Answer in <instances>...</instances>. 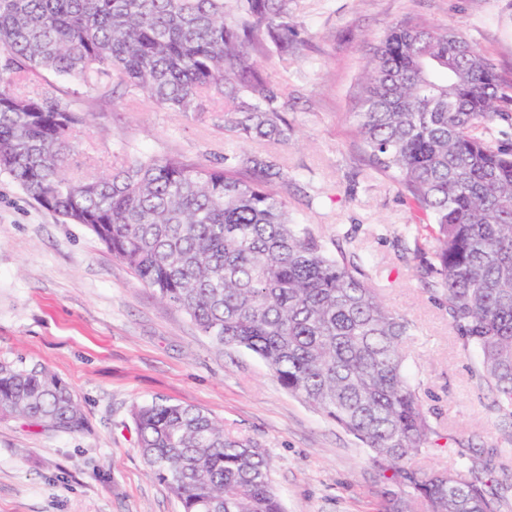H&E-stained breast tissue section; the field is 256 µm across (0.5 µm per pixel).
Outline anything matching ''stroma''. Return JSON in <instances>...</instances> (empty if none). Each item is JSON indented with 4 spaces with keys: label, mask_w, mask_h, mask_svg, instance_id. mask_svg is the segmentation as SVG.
I'll use <instances>...</instances> for the list:
<instances>
[{
    "label": "stroma",
    "mask_w": 512,
    "mask_h": 512,
    "mask_svg": "<svg viewBox=\"0 0 512 512\" xmlns=\"http://www.w3.org/2000/svg\"><path fill=\"white\" fill-rule=\"evenodd\" d=\"M299 55L258 65L288 103L285 143H253L288 174L279 191L293 218L325 235L356 237L386 303L411 325L409 368L439 431L414 464L484 469L490 489L512 502V434L481 384L480 359L463 349L441 301L413 272L430 231L414 221L403 189L370 168L348 118L369 49L399 20L453 26L512 85V0H296ZM95 113L68 158L71 173L110 170L126 154L179 155L220 164L241 152L223 112L174 114L113 101L45 73L32 89ZM0 362L42 365L64 381L85 423L64 431L0 420V512H182L148 476L131 408L156 398L202 408L253 439L272 458L284 512H384L385 480L359 443L288 394L254 353L220 346L189 315L144 287L89 227L66 224L0 172Z\"/></svg>",
    "instance_id": "1"
}]
</instances>
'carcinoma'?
Masks as SVG:
<instances>
[{
  "instance_id": "cac0c4a2",
  "label": "carcinoma",
  "mask_w": 512,
  "mask_h": 512,
  "mask_svg": "<svg viewBox=\"0 0 512 512\" xmlns=\"http://www.w3.org/2000/svg\"><path fill=\"white\" fill-rule=\"evenodd\" d=\"M295 27L293 0H0V171L63 220L88 225L204 335L257 354L289 394L358 440L389 481L386 512H509L470 469L413 466L436 427L406 371L410 323L385 304L353 238L293 221L277 161L243 151L212 166L142 153L75 178L68 156L92 113L51 85L22 91L46 71L105 93L124 85L184 115L222 102L229 137L286 142V104L252 51L298 49ZM459 40L451 27L393 23L357 80L350 116L370 166L431 227L419 276L462 347L479 352L480 380L512 422V145L487 136L505 93L475 46L458 55ZM6 417L82 423L57 377L1 363ZM132 419L150 475L183 512H284L267 453L204 410L158 399L135 405Z\"/></svg>"
}]
</instances>
